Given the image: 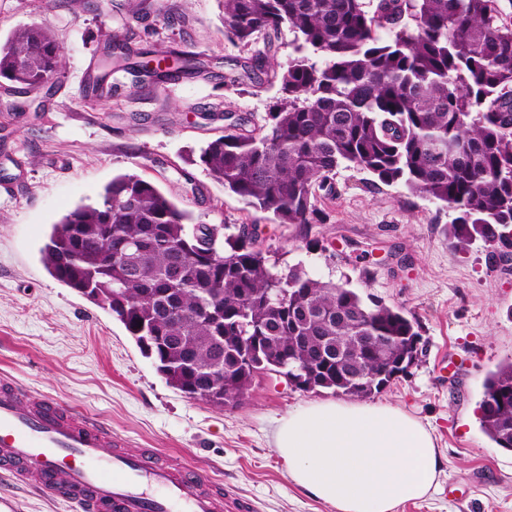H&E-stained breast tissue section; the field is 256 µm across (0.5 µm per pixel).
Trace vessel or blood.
<instances>
[{
	"label": "vessel or blood",
	"mask_w": 512,
	"mask_h": 512,
	"mask_svg": "<svg viewBox=\"0 0 512 512\" xmlns=\"http://www.w3.org/2000/svg\"><path fill=\"white\" fill-rule=\"evenodd\" d=\"M111 431L45 396H21L0 380V471L76 512H249L239 498L202 491V476L110 452Z\"/></svg>",
	"instance_id": "b4317fda"
}]
</instances>
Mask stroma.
I'll list each match as a JSON object with an SVG mask.
<instances>
[{"label": "stroma", "instance_id": "35a3bbf8", "mask_svg": "<svg viewBox=\"0 0 512 512\" xmlns=\"http://www.w3.org/2000/svg\"><path fill=\"white\" fill-rule=\"evenodd\" d=\"M48 22L65 58L43 110H12L0 87V375L92 417L123 448L160 454L207 477L210 489L253 501L259 512H336L290 479L273 444L288 411L333 400L266 376L222 408L168 386L106 307L53 278L40 250L52 224L94 203L112 178L135 173L157 184L194 220L258 227L260 247L279 271L299 264L313 277L417 319L423 343L406 376L372 396L400 408L434 435L438 485L396 512H512V450L481 430L487 375L512 358V268L488 258L482 241L453 248L451 212L402 185L357 168H338L321 198L320 224H279L246 207L204 170L200 150L224 132V116L263 123L279 84L273 70L241 87L224 84L222 64L255 56L287 64L288 29L254 46L224 36L222 0H0V39L24 24ZM137 48H175L220 59L176 85L114 74L100 94L84 79L108 35ZM0 512H73L11 477L0 476Z\"/></svg>", "mask_w": 512, "mask_h": 512}]
</instances>
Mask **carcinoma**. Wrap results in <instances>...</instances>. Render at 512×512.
<instances>
[{"label": "carcinoma", "mask_w": 512, "mask_h": 512, "mask_svg": "<svg viewBox=\"0 0 512 512\" xmlns=\"http://www.w3.org/2000/svg\"><path fill=\"white\" fill-rule=\"evenodd\" d=\"M224 37L249 47L262 31L286 26L296 56L276 74L280 96L259 130L241 123L201 149L208 175L242 203L279 224H320L318 191H333L336 170H366L402 182L456 213L455 246L476 240L512 248V27L497 0H223ZM202 56L176 49L106 55L89 86L112 66L141 67L157 83L197 75ZM64 57L48 23L25 25L0 42V78L23 90L51 87ZM189 214L153 182L128 173L52 226L42 248L49 274L81 291L96 288L166 383L199 393L218 383L217 407L249 390L251 369L279 358L316 389L351 399L385 389L388 367L419 335L415 319L353 289L311 277L300 265L275 273L243 235L215 245L217 226L191 233ZM128 248L127 265L106 246ZM208 252L221 279L194 256ZM287 298L277 304L276 294ZM184 315L168 321L166 308ZM257 343L240 354L239 337ZM383 375L359 391L338 365ZM482 431L512 448V361L485 380Z\"/></svg>", "instance_id": "obj_1"}]
</instances>
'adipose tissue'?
I'll use <instances>...</instances> for the list:
<instances>
[{
	"instance_id": "1",
	"label": "adipose tissue",
	"mask_w": 512,
	"mask_h": 512,
	"mask_svg": "<svg viewBox=\"0 0 512 512\" xmlns=\"http://www.w3.org/2000/svg\"><path fill=\"white\" fill-rule=\"evenodd\" d=\"M274 445L291 479L336 512H396L440 474L432 433L390 405H308L280 419Z\"/></svg>"
}]
</instances>
